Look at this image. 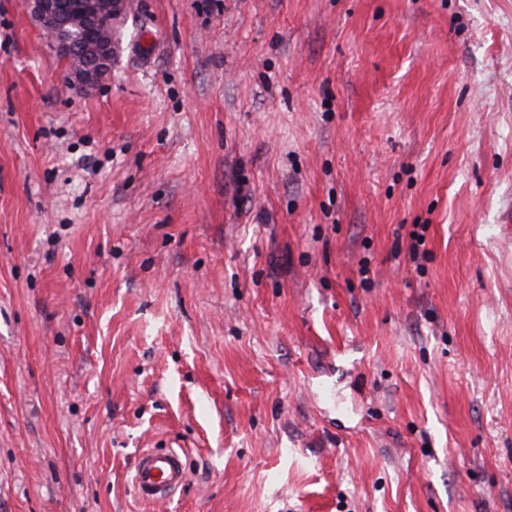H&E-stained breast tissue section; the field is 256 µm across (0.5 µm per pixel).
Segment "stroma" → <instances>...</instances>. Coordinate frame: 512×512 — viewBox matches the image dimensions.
Returning <instances> with one entry per match:
<instances>
[{
    "label": "stroma",
    "mask_w": 512,
    "mask_h": 512,
    "mask_svg": "<svg viewBox=\"0 0 512 512\" xmlns=\"http://www.w3.org/2000/svg\"><path fill=\"white\" fill-rule=\"evenodd\" d=\"M113 39L83 90L0 0V512H512V0ZM188 473L180 456L171 450L147 449L139 457L133 473L138 498L155 502L168 498L186 484Z\"/></svg>",
    "instance_id": "obj_1"
}]
</instances>
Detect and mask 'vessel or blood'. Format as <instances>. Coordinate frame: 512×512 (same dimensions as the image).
I'll use <instances>...</instances> for the list:
<instances>
[{"instance_id": "1", "label": "vessel or blood", "mask_w": 512, "mask_h": 512, "mask_svg": "<svg viewBox=\"0 0 512 512\" xmlns=\"http://www.w3.org/2000/svg\"><path fill=\"white\" fill-rule=\"evenodd\" d=\"M188 473L180 456L171 450H145L133 473V485L138 497L146 502L168 498L186 484Z\"/></svg>"}]
</instances>
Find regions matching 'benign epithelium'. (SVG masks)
<instances>
[{
  "mask_svg": "<svg viewBox=\"0 0 512 512\" xmlns=\"http://www.w3.org/2000/svg\"><path fill=\"white\" fill-rule=\"evenodd\" d=\"M30 16L66 60L80 87L89 88L112 69V26L126 7V0H92L68 8L61 0H27ZM80 28L90 38L80 45L72 31Z\"/></svg>",
  "mask_w": 512,
  "mask_h": 512,
  "instance_id": "benign-epithelium-1",
  "label": "benign epithelium"
}]
</instances>
